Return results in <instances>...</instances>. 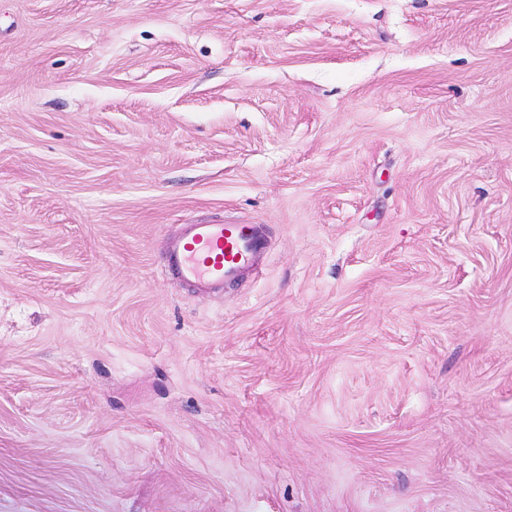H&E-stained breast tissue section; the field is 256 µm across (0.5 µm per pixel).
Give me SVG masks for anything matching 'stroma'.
Listing matches in <instances>:
<instances>
[{"label": "stroma", "mask_w": 512, "mask_h": 512, "mask_svg": "<svg viewBox=\"0 0 512 512\" xmlns=\"http://www.w3.org/2000/svg\"><path fill=\"white\" fill-rule=\"evenodd\" d=\"M0 512H512V0H0ZM266 247L259 224H186L165 251L176 275L207 292L253 273Z\"/></svg>", "instance_id": "1"}]
</instances>
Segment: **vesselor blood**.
<instances>
[{
	"label": "vessel or blood",
	"instance_id": "obj_1",
	"mask_svg": "<svg viewBox=\"0 0 512 512\" xmlns=\"http://www.w3.org/2000/svg\"><path fill=\"white\" fill-rule=\"evenodd\" d=\"M267 247L258 224H188L166 242L169 268L202 291L253 273Z\"/></svg>",
	"mask_w": 512,
	"mask_h": 512
}]
</instances>
